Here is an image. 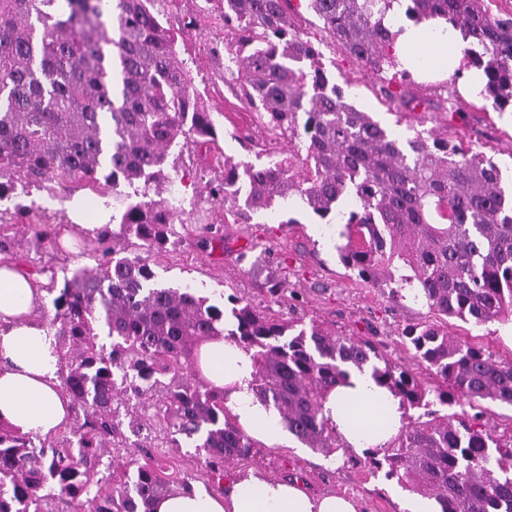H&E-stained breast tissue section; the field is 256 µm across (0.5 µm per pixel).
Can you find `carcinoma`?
<instances>
[{
	"label": "carcinoma",
	"instance_id": "carcinoma-1",
	"mask_svg": "<svg viewBox=\"0 0 512 512\" xmlns=\"http://www.w3.org/2000/svg\"><path fill=\"white\" fill-rule=\"evenodd\" d=\"M157 0H0V199L27 183L104 180L127 201L121 255L98 233L95 268L41 288L55 294L50 326L62 388L73 412L69 434L41 437L0 425V512H151L161 496L190 493L185 477L117 448L203 452L215 491L224 466L258 442L225 406L224 391L194 373L200 342L228 336L251 354L252 389L281 415L289 434L325 455L343 444L323 414L348 369L369 372L400 401L402 424L370 468L435 499L439 512H512V439L484 422L482 402L512 407V362L437 324L401 333L441 386L430 387L387 359L368 337L315 323L280 320L237 296L220 309L189 288L159 285L150 254L176 236L171 193L177 148L210 150L216 125L177 58ZM292 0H224L227 51L236 54L247 103L272 127L305 145L310 167L224 161L209 194L248 219L291 196L321 220L344 225L343 264L393 300H413L476 324L512 321V188L496 163L448 141L402 138L347 102L320 51L289 20ZM327 35L380 80L411 81L392 50L385 20L394 0H306ZM484 0H406L418 25L441 16L467 46L457 77L485 76L479 96L512 111V14L493 16ZM155 197H150V194ZM352 200L356 208L345 210ZM224 250L212 229L198 236ZM461 407L442 414L436 405ZM416 410L418 415L409 414ZM154 440L140 443L142 433Z\"/></svg>",
	"mask_w": 512,
	"mask_h": 512
}]
</instances>
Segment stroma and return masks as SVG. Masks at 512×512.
Here are the masks:
<instances>
[{"instance_id": "obj_1", "label": "stroma", "mask_w": 512, "mask_h": 512, "mask_svg": "<svg viewBox=\"0 0 512 512\" xmlns=\"http://www.w3.org/2000/svg\"><path fill=\"white\" fill-rule=\"evenodd\" d=\"M156 7L164 26L180 32L178 57L190 68L220 130L209 155L202 157L188 148L179 161L187 173L175 183L177 221L182 228L178 242L150 259L157 282L166 287L209 289L219 307L234 295L283 319L313 320L340 333L369 337L394 364L435 384V377L401 343L400 333L409 325L440 322V315L409 300L393 301L386 291L360 282L338 257L341 225L324 223L293 198L287 206H274L248 221L226 217L223 202L212 199L209 185L223 178L225 159L252 161L263 156L268 145L282 154L295 152L296 147L269 125L263 113L243 102L231 81L219 0H158ZM289 16L304 37L319 46L327 73L349 103L397 133L429 129L437 137L462 142L497 163L504 180H512V112L481 110L480 97L463 96L451 80H418L407 87V95L429 104V111L400 108L386 99L378 80L326 36L322 22L306 5L295 6ZM75 200L84 204V227L76 231L71 245L40 239L39 225L72 224L70 204ZM19 205L26 207L25 216L16 214ZM122 210L108 185L93 191L77 182L64 186L45 182L28 197L19 190L10 191L8 199L0 201V224L11 225V254L28 268L75 269L96 264L99 244L92 225L104 222L108 213L112 220L104 223L110 231H119L116 216ZM204 224L223 234V252L198 247L196 229ZM275 285L283 290L277 303L269 293ZM447 322L450 334L512 361V324L476 325L455 318ZM153 454L167 463L170 472L189 474L193 490H211L192 442L157 448ZM364 460V454L350 448L327 457L292 438L280 446L252 449L249 456L227 465L226 471L231 479L252 472L276 480L296 477L314 494L356 499L360 512H405L407 492L372 472Z\"/></svg>"}]
</instances>
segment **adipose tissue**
<instances>
[{"mask_svg":"<svg viewBox=\"0 0 512 512\" xmlns=\"http://www.w3.org/2000/svg\"><path fill=\"white\" fill-rule=\"evenodd\" d=\"M398 61L421 77H452L460 65L459 35L444 19L392 26ZM41 293L31 278L0 264V420L20 433L47 436L64 425L70 400L58 376L53 338L36 318ZM227 331L232 323H225ZM222 335L201 343L194 354L202 376L227 391L226 405L241 427L268 446L289 438L280 414L251 389L249 353ZM324 413L343 445L372 450L386 445L400 427L399 400L369 373L350 370L330 391ZM152 512H358L348 498L310 495L296 478L270 480L256 473L233 480L226 494H172L155 500Z\"/></svg>","mask_w":512,"mask_h":512,"instance_id":"obj_1","label":"adipose tissue"}]
</instances>
